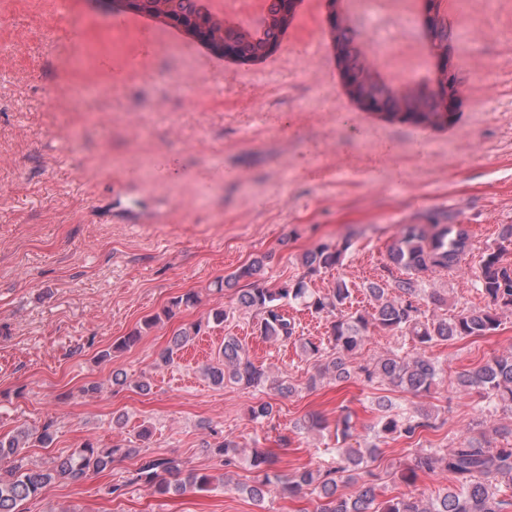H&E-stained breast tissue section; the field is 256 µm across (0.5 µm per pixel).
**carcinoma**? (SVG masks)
I'll list each match as a JSON object with an SVG mask.
<instances>
[{
    "instance_id": "1",
    "label": "carcinoma",
    "mask_w": 512,
    "mask_h": 512,
    "mask_svg": "<svg viewBox=\"0 0 512 512\" xmlns=\"http://www.w3.org/2000/svg\"><path fill=\"white\" fill-rule=\"evenodd\" d=\"M340 39L348 68H359L363 58L361 31L350 25L341 31ZM368 94L374 99L385 100L392 109L388 115L390 120L417 126L424 119L439 129L448 124V116L440 112H429L420 118L397 116L395 110L403 101L386 83L374 81L368 87ZM499 240L496 246L486 248L479 262L477 290L487 300V306L479 310L464 307L448 314V297L423 287L425 274L459 269L466 255L467 233L459 225L448 223L446 216L429 218L425 224L402 226L389 248V265L385 267L392 281L383 286L371 282L366 287L373 302L370 313L345 311L352 292L343 279L324 292L309 288L312 277L341 263L350 247L348 239L341 246L322 243L304 252L302 274L278 288L266 285L262 258L224 276L216 287L236 289L238 309L257 318V331L263 338L297 342L305 355L324 359L322 376L332 375L338 380L350 376L351 364L372 325L394 336L409 337L421 350L417 356L408 358L391 351L372 362L358 365L357 373L370 383L386 381L404 392L423 395L431 393L439 384V368L423 350L439 342L490 336L501 326L503 313L512 312V266L503 262V243L512 244V224L501 225ZM423 301L431 303L442 314H426L421 309ZM293 305L330 317L328 343L298 334L299 324L286 313V307ZM200 330L201 325L194 324L176 333L173 346L161 352L159 360L165 365L170 363L174 350L185 346L191 337L199 335ZM221 356L222 363L207 371L215 385L229 381L255 390L269 385L280 393L292 391V386L270 378L263 368L255 365L235 336L224 337ZM457 385L464 391L481 395L484 405L480 411L483 413L505 406L512 408V355L496 357L478 368L460 372ZM376 410L380 436L395 434L411 444L422 431L436 428L431 415L405 409L396 411L389 400L376 401ZM32 440L48 445L53 436L45 428L35 434L22 430L8 438L0 437V457L15 460L12 469L0 474V512H21L23 503L38 496L52 481L78 480L91 470L106 468L114 456L125 453L123 448L100 449L87 442L79 452L60 460L53 468L34 469L24 464L21 458V449ZM211 452L226 467L234 465L240 455L238 444L228 439L212 447ZM377 453L378 448L374 445L339 447L336 449V467L324 472L299 471L283 482L282 489L296 493L304 487L311 488L319 500L317 512H509L512 509V499L500 497L497 488L503 480L512 481V444L494 447L480 430L446 453L435 450L416 459V469L445 470L454 481L447 492L431 499L411 495L377 502L376 485L370 480V463ZM250 462L262 477L245 486L244 490L253 501L261 503L271 492L268 469L272 460L257 449ZM135 481L150 487L158 495H166L188 486L205 491L211 484V477L185 474L179 463L171 459H154L137 468ZM341 483L356 486L355 492L350 496L340 494Z\"/></svg>"
}]
</instances>
